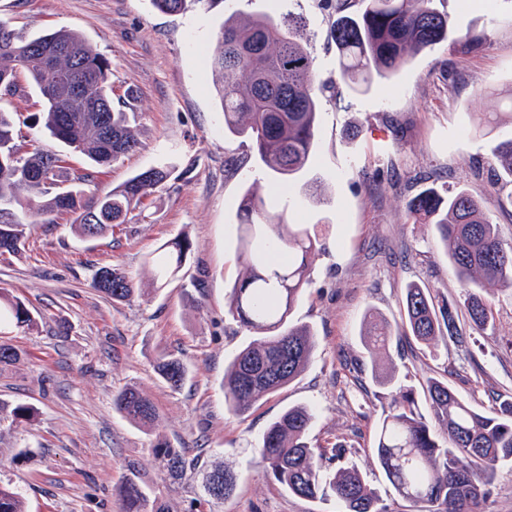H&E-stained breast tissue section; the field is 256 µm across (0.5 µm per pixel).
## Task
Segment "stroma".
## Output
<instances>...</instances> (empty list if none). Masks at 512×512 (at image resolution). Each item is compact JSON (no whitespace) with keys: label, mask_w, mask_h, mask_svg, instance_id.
<instances>
[{"label":"stroma","mask_w":512,"mask_h":512,"mask_svg":"<svg viewBox=\"0 0 512 512\" xmlns=\"http://www.w3.org/2000/svg\"><path fill=\"white\" fill-rule=\"evenodd\" d=\"M457 29L481 38L480 51L460 55L447 44L419 53L397 75L357 93L337 85L321 99L319 143L303 184L277 191L250 156L245 138L225 134L208 56L225 15H297L319 79L336 76L334 16L321 0H221L177 16L150 0H0V23L21 32L80 31L111 65L112 104L133 113L138 147L98 168L88 194L111 189L133 173L173 162L168 181L136 209L130 223L83 239L73 215L33 225L20 255L0 256V289L38 314V326L0 325V341L18 348V363L0 365V409L35 410L27 425L0 422V483L22 495L27 512H122L116 488L137 475L148 497L169 512H191L198 489L172 483L151 452V438L113 406L129 385L154 401L159 428L188 461L231 468L233 492L205 512H338L335 500L295 496L272 480L257 447L284 409L305 404L315 419L311 444L338 443L369 475L388 512H423L398 497L368 453L376 427L398 388L448 379L477 409L492 394L512 395V296L496 295L483 330L461 322L466 346L439 340L390 345L370 361L360 336L367 312L401 321L406 284L420 281L448 299L459 284L433 231L413 223L405 203L420 189H466L482 199L505 243L512 244V184L495 182L492 150L512 137V123L489 134L477 114L512 110V0H435ZM26 123L22 151L61 155L68 171L87 163L63 151L38 121L35 93L0 102ZM308 225L318 240L310 283L294 310L315 348L307 369L244 415L224 403V369L252 339L229 311L240 273L238 203L252 185ZM187 237L192 249L178 277L152 286L143 261L162 243ZM117 267L139 287L115 302L91 286L103 267ZM165 353L181 356L189 378L171 389L155 371ZM28 456H19V449Z\"/></svg>","instance_id":"1"}]
</instances>
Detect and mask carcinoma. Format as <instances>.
<instances>
[{
  "instance_id": "1",
  "label": "carcinoma",
  "mask_w": 512,
  "mask_h": 512,
  "mask_svg": "<svg viewBox=\"0 0 512 512\" xmlns=\"http://www.w3.org/2000/svg\"><path fill=\"white\" fill-rule=\"evenodd\" d=\"M219 2L151 0L168 15ZM336 15L330 36L336 45L338 80L353 91L391 78L416 55L442 42L461 54L481 45L478 38L458 32L432 0H336ZM302 27L299 16L280 20L266 14H231L220 25L210 58L224 130L246 138L264 172L284 181L309 167L319 137L318 93L327 88L326 82L316 81ZM109 74L110 63L77 30L30 35L0 23V99L36 91L44 106V126L94 167L106 166L137 146L128 113L112 106ZM16 118L17 113L0 110V255L20 253L32 225L53 224L64 213L75 216L72 228L78 236H103L130 222L131 211L171 176L169 167L151 166L89 198L84 186L94 182L93 173H80L61 187L57 154L19 152ZM493 165L498 176L512 182V138L499 144ZM406 209L414 221L432 226L462 298L450 301L426 286L408 284L400 325L393 328L366 313L361 344L369 353L386 346L395 332L400 340L411 336L427 347L445 336L462 344L467 337L460 333V316L474 329L485 328L492 319L486 287L512 293V246L504 244L481 201L464 189L444 195L428 189L408 200ZM239 217L244 271L230 293L229 309L258 338L233 357L224 373L225 405L235 415L288 386L308 367L314 334L292 315L317 252L311 230L287 223L255 188L243 194ZM190 249L186 238L161 245L152 259L157 270L152 282L178 273ZM92 287L116 302L139 291L125 272L108 267L95 273ZM5 317L19 327H38L22 300L0 289V320ZM156 368L171 388L184 384L187 368L181 358L163 356ZM113 406L154 436L151 451L166 476L198 479L205 500L234 490V476L224 465L195 472L183 451L158 430L157 408L141 389L123 388L114 395ZM34 415L33 407L18 404L10 411L11 423H28ZM314 418L312 408L292 406L268 425L258 445L268 475L297 496L334 498L343 512H385L362 468L336 465L343 446L314 447L307 441ZM371 454L400 498L424 504L428 512H482L499 469L512 464V397L498 396L490 410L482 411L447 380L430 377L420 396L412 389L399 391L375 431ZM119 496L122 512H169L164 500L148 501L131 477L121 481ZM0 512H25L22 496L9 485L0 484Z\"/></svg>"
}]
</instances>
